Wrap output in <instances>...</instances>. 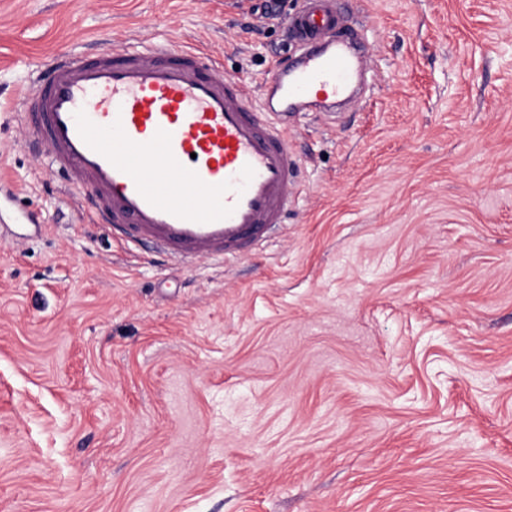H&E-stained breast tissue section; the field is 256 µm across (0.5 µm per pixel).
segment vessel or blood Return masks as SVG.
Returning <instances> with one entry per match:
<instances>
[{
  "label": "vessel or blood",
  "mask_w": 512,
  "mask_h": 512,
  "mask_svg": "<svg viewBox=\"0 0 512 512\" xmlns=\"http://www.w3.org/2000/svg\"><path fill=\"white\" fill-rule=\"evenodd\" d=\"M288 32L301 53L256 105L203 50L152 42L57 53L17 117L89 223L174 266L242 256L286 222L299 187L289 113L351 97L368 68L339 0H301Z\"/></svg>",
  "instance_id": "b4317fda"
}]
</instances>
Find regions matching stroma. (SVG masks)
I'll use <instances>...</instances> for the list:
<instances>
[{
	"label": "stroma",
	"mask_w": 512,
	"mask_h": 512,
	"mask_svg": "<svg viewBox=\"0 0 512 512\" xmlns=\"http://www.w3.org/2000/svg\"><path fill=\"white\" fill-rule=\"evenodd\" d=\"M0 0V512H512V0H342L365 99L295 112L287 224L174 268L14 113L60 50L202 47L259 94L299 0Z\"/></svg>",
	"instance_id": "35a3bbf8"
}]
</instances>
